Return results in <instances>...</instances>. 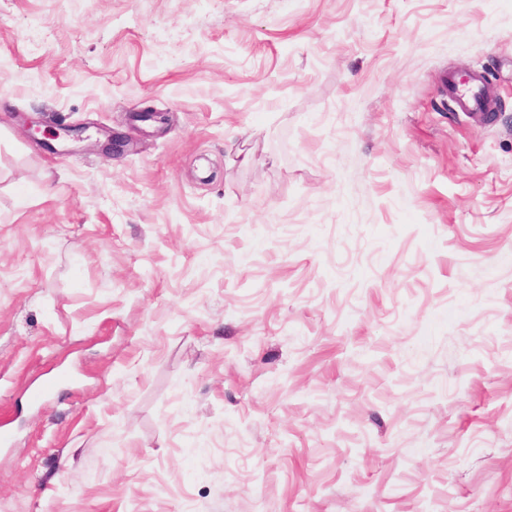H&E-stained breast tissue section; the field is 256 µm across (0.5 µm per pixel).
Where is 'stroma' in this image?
<instances>
[{
    "label": "stroma",
    "instance_id": "stroma-1",
    "mask_svg": "<svg viewBox=\"0 0 512 512\" xmlns=\"http://www.w3.org/2000/svg\"><path fill=\"white\" fill-rule=\"evenodd\" d=\"M0 420V512H512V0H0ZM483 81L476 78L465 85H458L449 95L460 112H474L482 102Z\"/></svg>",
    "mask_w": 512,
    "mask_h": 512
}]
</instances>
